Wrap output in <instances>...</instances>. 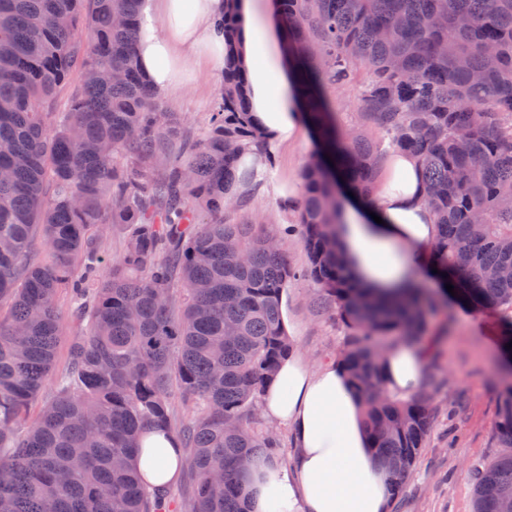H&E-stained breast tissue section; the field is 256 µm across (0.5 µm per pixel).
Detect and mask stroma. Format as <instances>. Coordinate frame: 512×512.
<instances>
[{
	"mask_svg": "<svg viewBox=\"0 0 512 512\" xmlns=\"http://www.w3.org/2000/svg\"><path fill=\"white\" fill-rule=\"evenodd\" d=\"M219 86V78L201 71L182 90L164 98L165 108L180 118L183 135L195 137L207 128ZM328 97L342 126L366 131L373 143H380V134L364 125L356 89L332 88ZM315 154L309 136L282 147L277 172L265 191L245 196L243 206L225 208V223L241 224L258 214L281 224L298 223V211L283 209L277 190L301 184L302 171ZM288 288V321L296 350L314 366L337 358L348 330L336 302L322 299L307 277L289 281ZM511 322L512 311L475 309L449 296L431 318L434 346L426 356L422 387L431 401L430 430L392 502V512H473L474 469L499 453L494 422L512 388V371L501 368L495 350Z\"/></svg>",
	"mask_w": 512,
	"mask_h": 512,
	"instance_id": "1",
	"label": "stroma"
}]
</instances>
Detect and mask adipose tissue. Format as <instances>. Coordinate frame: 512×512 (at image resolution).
Returning <instances> with one entry per match:
<instances>
[{
  "label": "adipose tissue",
  "mask_w": 512,
  "mask_h": 512,
  "mask_svg": "<svg viewBox=\"0 0 512 512\" xmlns=\"http://www.w3.org/2000/svg\"><path fill=\"white\" fill-rule=\"evenodd\" d=\"M235 8L252 118L267 138L266 149L250 147L241 156L240 169L251 172L237 186L244 193L263 187L277 151L303 136L307 124L275 7L266 0H237ZM139 15L137 59L159 95L173 93L198 68L222 74L224 34L218 23L224 0H141ZM336 222L358 286L389 296L411 274L431 276L438 229L414 155L388 152L377 190L368 197L343 196ZM425 359L421 343L392 344L382 364L384 387L412 394L424 380ZM262 411L291 429L297 459L292 466L274 455L252 460L244 483L248 512H390L389 470L371 446L362 397L339 360L315 368L289 354L262 398ZM134 465L147 485L169 487L181 476L182 450L165 431L147 430Z\"/></svg>",
  "instance_id": "obj_1"
}]
</instances>
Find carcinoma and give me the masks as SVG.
Segmentation results:
<instances>
[{
    "mask_svg": "<svg viewBox=\"0 0 512 512\" xmlns=\"http://www.w3.org/2000/svg\"><path fill=\"white\" fill-rule=\"evenodd\" d=\"M318 156L302 173L305 276L341 309L345 367L365 396L377 455L399 490L430 427L426 395L380 389L379 338L420 340L440 299L418 284L383 302L350 281L336 244V185L368 195L382 152L344 131L327 98L358 86L366 121L422 163L439 271L462 302L512 310V0H277ZM139 0H0V500L9 512H245L250 458L281 448L253 411L293 344L281 291L303 276L275 242L224 223L242 148L261 142L246 76L224 69L199 138L136 58ZM234 43L232 9L220 22ZM89 67L120 78H83ZM67 110L51 112L73 74ZM104 224H124L107 259ZM41 236L47 253L35 258ZM69 292L82 318L52 375ZM53 383V394L42 393ZM192 406L179 421L175 399ZM191 449L180 500L143 484L144 430ZM495 431L505 452L476 471L475 512L512 494V391Z\"/></svg>",
    "mask_w": 512,
    "mask_h": 512,
    "instance_id": "1",
    "label": "carcinoma"
}]
</instances>
